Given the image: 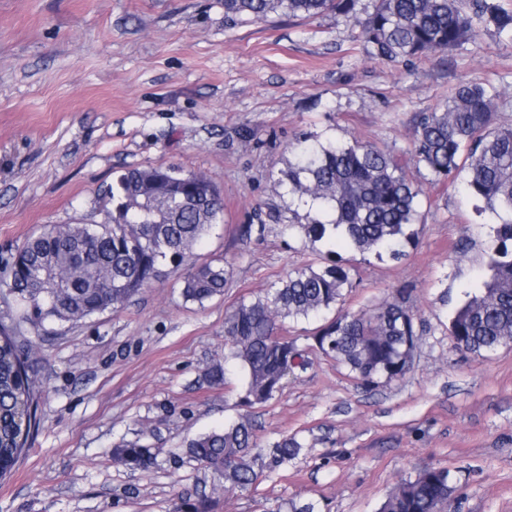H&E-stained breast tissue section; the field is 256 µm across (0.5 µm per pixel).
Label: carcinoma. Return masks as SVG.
I'll return each instance as SVG.
<instances>
[{
	"instance_id": "obj_1",
	"label": "carcinoma",
	"mask_w": 512,
	"mask_h": 512,
	"mask_svg": "<svg viewBox=\"0 0 512 512\" xmlns=\"http://www.w3.org/2000/svg\"><path fill=\"white\" fill-rule=\"evenodd\" d=\"M358 0H224V17L259 22L271 14L314 18L326 13L353 22L373 56L411 63L437 52L460 50L480 27L494 28L498 43L512 47V8L501 0H372L359 16ZM504 92L480 82H461L448 99L416 116L408 148L400 154L369 142L305 139L291 147L283 171L288 193L309 207L306 223L290 224L314 241L339 242L365 257L398 260L418 231L420 182L411 165L433 185L463 177L466 193L489 218V274L464 291L448 325L462 352L483 356L512 342V125L497 122ZM108 221L56 224L26 239L7 269L6 286L21 302L19 319L35 326L78 323L125 305L158 279L170 260L185 267L182 295L204 303L224 294L230 272L193 259L196 244L223 217L224 203L212 181L175 166L132 168L116 175L106 192ZM354 267L341 258L308 264L288 274L262 298L241 301L225 318L230 354L244 374L241 402L270 401L289 375L309 360L277 319L336 314L313 332L315 348L368 388L403 378L420 335L410 291H396L369 313L341 308L354 287ZM36 378L16 337L0 326V478L12 472L36 428ZM193 460L212 470L224 491L249 490L302 449L293 436L258 444L248 415L188 440ZM114 459L147 469L155 454L145 446L118 445ZM455 479L446 468H427L402 482L380 512H446ZM175 512H211L207 499L180 500Z\"/></svg>"
}]
</instances>
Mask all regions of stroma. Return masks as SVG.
Listing matches in <instances>:
<instances>
[{"instance_id": "35a3bbf8", "label": "stroma", "mask_w": 512, "mask_h": 512, "mask_svg": "<svg viewBox=\"0 0 512 512\" xmlns=\"http://www.w3.org/2000/svg\"><path fill=\"white\" fill-rule=\"evenodd\" d=\"M474 80L512 87V48L485 27L464 49L405 66L369 54L333 14L242 23L225 19L224 0H0V281L30 235L104 222L116 172L157 165L215 184L224 221L196 255L232 270L223 295L201 304L183 298L169 263L122 308L41 331L21 324L39 426L0 481V512H173L198 496L213 512L290 500L378 512L429 467L455 476L448 512H512V343L473 357L447 330L490 245L475 201L454 186L424 185L416 246L358 264L345 293L344 310L358 313L409 289L426 330L403 379L365 389L311 350L314 319L283 322L312 364L267 404L244 410L239 369L223 384L208 375L227 351L226 312L327 253L285 229L306 212L279 182L291 145L314 135L405 150L415 114ZM246 412L262 445L293 435L304 448L228 493L185 445ZM121 443L154 448V465L115 461Z\"/></svg>"}]
</instances>
